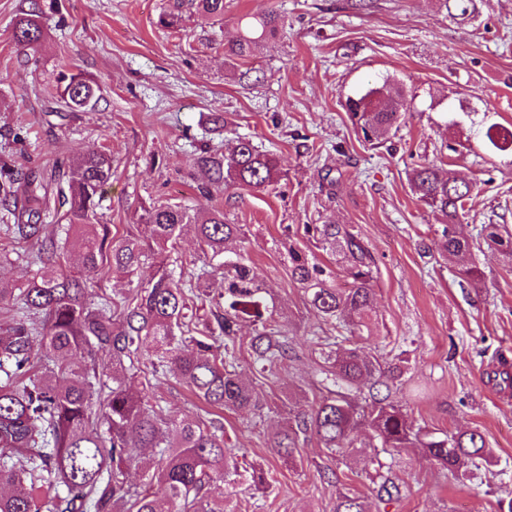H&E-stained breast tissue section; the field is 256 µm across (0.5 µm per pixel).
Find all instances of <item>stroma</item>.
<instances>
[{
  "mask_svg": "<svg viewBox=\"0 0 512 512\" xmlns=\"http://www.w3.org/2000/svg\"><path fill=\"white\" fill-rule=\"evenodd\" d=\"M472 20L451 18L441 0H224L220 21L198 17L177 0H0V164L51 182L87 147L112 156V179L98 210L114 238L138 228L145 207L181 203L223 210L243 225L241 253L264 288L265 319L286 331L282 369H254L250 318L236 331L237 372L252 385L258 409L224 412L230 447L269 471V486L213 490L228 512H334L339 489L365 498L372 512H506L512 505V390L489 383L500 355L512 359V268L487 246L473 256L482 287H460L454 264L436 249L440 225L408 181L425 162L477 182L460 232L479 225L512 229V154L491 150L483 132L512 124V0H477ZM37 10L44 36L22 48L12 29ZM181 10L177 28L162 15ZM275 11L282 25L255 55H228L224 32L248 14ZM93 76L100 100L72 112L59 101L62 69ZM408 90L393 151L365 144L346 99L370 85ZM465 109L460 125L451 110ZM223 113L222 131L209 129ZM246 138L276 154L281 177L264 188L202 196L200 148ZM338 224L360 238L375 263L370 330L361 345L377 355L406 350L407 383L391 399L435 432L476 429L498 462L477 478H454L435 461L405 449L357 448L338 454L310 435L292 459L276 455L274 432L311 411L325 390L321 348L312 337L336 335L319 321L291 276L289 248L306 251L347 286L341 255L318 245L317 226ZM0 284L20 288L47 259L33 241L0 223ZM205 257L185 232L166 263L174 279L198 273ZM150 403L185 417L198 401L184 385L154 382ZM390 472L406 496L381 505L378 476Z\"/></svg>",
  "mask_w": 512,
  "mask_h": 512,
  "instance_id": "1",
  "label": "stroma"
}]
</instances>
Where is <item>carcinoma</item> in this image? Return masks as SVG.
Masks as SVG:
<instances>
[{"instance_id": "obj_1", "label": "carcinoma", "mask_w": 512, "mask_h": 512, "mask_svg": "<svg viewBox=\"0 0 512 512\" xmlns=\"http://www.w3.org/2000/svg\"><path fill=\"white\" fill-rule=\"evenodd\" d=\"M443 2L462 22L476 13V0ZM195 10L222 17L224 0H195ZM275 30L274 13L253 16L228 39L229 52L248 59L259 39ZM13 35L22 47L38 43L43 38L39 15L22 14ZM97 91V83L81 72L62 70L56 77L58 97L74 110L94 108ZM405 98L383 84L347 99L349 118L364 142L379 145L398 127ZM485 137L492 148L512 152V128L492 124ZM196 164L206 178L200 187L204 196L215 188H264L281 175L276 156L246 139L224 153L205 148ZM111 178L112 156L93 146L69 166L57 188L66 244L80 257L78 274H64L51 264L22 288L0 285V311L10 317L0 325V512H224V505H211L212 484L223 483L233 492L242 479L257 490L268 487V471L260 465L240 469L224 431L210 418L216 410L257 407L251 384L235 369L238 319L263 318L262 289L252 267L227 254L228 243L245 236L243 225L227 222L217 208L203 216L190 207L159 205L144 210L143 231L116 241L110 225L97 217ZM409 181L417 200L441 217L440 250L455 264L460 282L481 285L484 272L468 260L472 244L457 230L466 203L477 195V183L460 182L435 163L413 168ZM17 195L14 173L0 169V206L19 221L21 238L34 240L40 225L33 220L40 214L12 209ZM189 228L203 252L224 258V313L202 324L194 321L192 297L163 258ZM313 230L324 247L343 255L350 287L335 285L313 256L294 247L288 248L292 277L308 294L315 316L336 322L350 336L323 357L327 395L311 413L295 416L273 435L274 451L290 457L299 436L313 433L326 448L343 453L365 426L382 447L415 448L453 476L492 465V450L478 430L438 435L417 426L390 401V385L403 383L408 359L384 361L356 341L369 319L375 260L357 236L339 225ZM478 236L512 265V233L505 226L483 224ZM150 256L158 259L157 269L140 293L92 303L87 285L113 270L131 273ZM37 345L47 358L41 367L33 358ZM251 348L259 372L272 375L288 357V338L264 325ZM144 351L151 355L148 363L141 361ZM78 355L89 360L82 371L71 365ZM139 375L143 391L134 393L127 381ZM160 377L185 385L206 405L204 414L181 418L149 404L146 391L151 379ZM382 386L387 393H381ZM365 387L370 402L360 405L356 394ZM141 448L155 450V456H141ZM133 466L144 471L147 482L130 481ZM154 483L163 488L164 498L151 491ZM335 512L370 509L361 496L340 490Z\"/></svg>"}]
</instances>
